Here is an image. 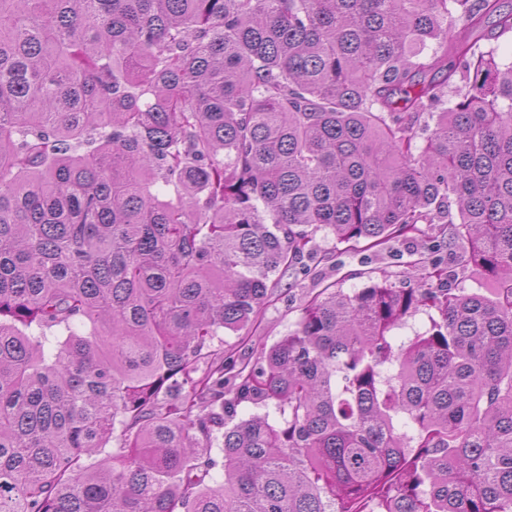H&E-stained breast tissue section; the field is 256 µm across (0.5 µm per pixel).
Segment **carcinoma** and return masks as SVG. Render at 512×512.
Segmentation results:
<instances>
[{"label": "carcinoma", "mask_w": 512, "mask_h": 512, "mask_svg": "<svg viewBox=\"0 0 512 512\" xmlns=\"http://www.w3.org/2000/svg\"><path fill=\"white\" fill-rule=\"evenodd\" d=\"M491 15L512 33L500 0H0V512H512ZM422 224L494 297L422 260L416 288H324L259 361L224 351L316 231Z\"/></svg>", "instance_id": "cac0c4a2"}]
</instances>
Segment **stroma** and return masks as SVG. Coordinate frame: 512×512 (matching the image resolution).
<instances>
[{
  "label": "stroma",
  "mask_w": 512,
  "mask_h": 512,
  "mask_svg": "<svg viewBox=\"0 0 512 512\" xmlns=\"http://www.w3.org/2000/svg\"><path fill=\"white\" fill-rule=\"evenodd\" d=\"M433 242L434 232L428 225L420 235L395 239L372 250L354 249L332 235L316 232L312 252L300 260L306 274L294 280L292 286L281 288L274 301L262 310L256 324L240 335L225 332L224 341L236 351L258 357L262 350L294 330L306 303L332 284L350 292L373 276L387 278L398 288L416 287L422 278L417 259L434 253Z\"/></svg>",
  "instance_id": "35a3bbf8"
}]
</instances>
